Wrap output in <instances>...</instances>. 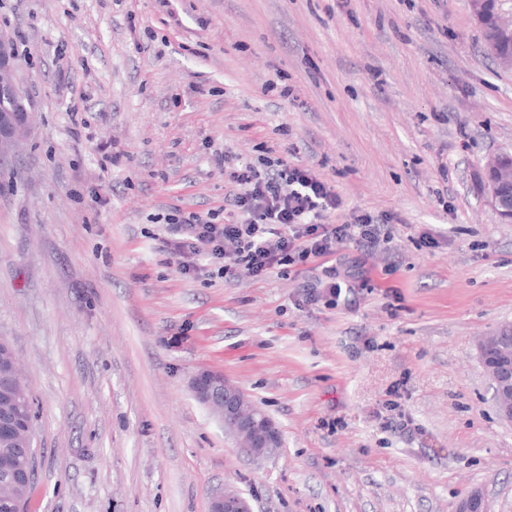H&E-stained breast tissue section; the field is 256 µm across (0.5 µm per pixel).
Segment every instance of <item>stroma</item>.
<instances>
[{
  "instance_id": "1",
  "label": "stroma",
  "mask_w": 512,
  "mask_h": 512,
  "mask_svg": "<svg viewBox=\"0 0 512 512\" xmlns=\"http://www.w3.org/2000/svg\"><path fill=\"white\" fill-rule=\"evenodd\" d=\"M0 32L35 115L0 165L25 512H210L230 487L252 512H454L475 488L512 512V425L476 355L512 322V223L476 183L512 152V70L469 0H0ZM216 149L311 168L333 223L396 216L372 251L337 244L350 300L303 305L293 273H179L162 218L223 212ZM205 369L274 420L271 455L195 399Z\"/></svg>"
}]
</instances>
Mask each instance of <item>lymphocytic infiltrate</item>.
Instances as JSON below:
<instances>
[{
  "instance_id": "1",
  "label": "lymphocytic infiltrate",
  "mask_w": 512,
  "mask_h": 512,
  "mask_svg": "<svg viewBox=\"0 0 512 512\" xmlns=\"http://www.w3.org/2000/svg\"><path fill=\"white\" fill-rule=\"evenodd\" d=\"M215 161L236 187L225 218L178 207L165 217L163 249L182 273L224 278L243 271L263 280L300 266L313 274L306 304L333 306L342 293H353L352 274L336 264V245L350 239L367 250L376 247L391 234L390 215L360 213L333 224L329 217L342 201L312 169L282 157L242 162L227 152Z\"/></svg>"
}]
</instances>
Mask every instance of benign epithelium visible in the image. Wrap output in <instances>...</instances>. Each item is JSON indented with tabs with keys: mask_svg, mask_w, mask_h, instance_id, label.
Instances as JSON below:
<instances>
[{
	"mask_svg": "<svg viewBox=\"0 0 512 512\" xmlns=\"http://www.w3.org/2000/svg\"><path fill=\"white\" fill-rule=\"evenodd\" d=\"M510 39L512 12L502 9L484 47L493 54L495 61L512 68V52L506 54L498 51L499 45ZM16 71L17 59L11 39L0 33V162L8 160L10 149L29 131L30 112L12 106L15 100L23 97L16 81ZM482 193L498 218L512 223V202L504 196V191L493 185L491 178L484 179ZM478 358L493 385L497 414L512 424V348L500 343L495 333L479 342ZM190 388L202 405L222 418L224 428L237 437L246 454L263 457L278 446L280 434L274 422L262 410L251 405L221 372L204 370L197 373L191 380ZM242 500L238 492L227 490L212 498L210 512H242ZM455 512L490 510L483 494L475 490L460 499Z\"/></svg>",
	"mask_w": 512,
	"mask_h": 512,
	"instance_id": "7a95c632",
	"label": "benign epithelium"
}]
</instances>
